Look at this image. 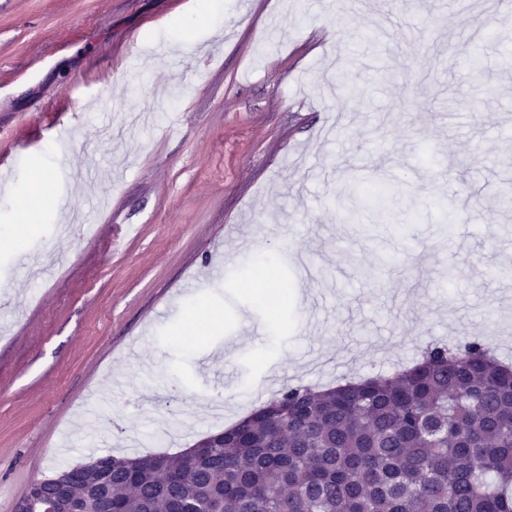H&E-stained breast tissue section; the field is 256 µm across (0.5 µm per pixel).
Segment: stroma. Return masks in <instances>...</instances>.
I'll list each match as a JSON object with an SVG mask.
<instances>
[{"instance_id":"obj_1","label":"stroma","mask_w":512,"mask_h":512,"mask_svg":"<svg viewBox=\"0 0 512 512\" xmlns=\"http://www.w3.org/2000/svg\"><path fill=\"white\" fill-rule=\"evenodd\" d=\"M193 2L0 0V149L27 145L0 169V512L433 343L512 362V11L224 0L202 26ZM379 185L394 223H347ZM264 267L299 300H258Z\"/></svg>"}]
</instances>
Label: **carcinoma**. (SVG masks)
Instances as JSON below:
<instances>
[{
  "label": "carcinoma",
  "instance_id": "obj_1",
  "mask_svg": "<svg viewBox=\"0 0 512 512\" xmlns=\"http://www.w3.org/2000/svg\"><path fill=\"white\" fill-rule=\"evenodd\" d=\"M199 457L107 455L106 482L70 467L68 496L31 483L40 510L512 512V366L475 337L327 389L286 387Z\"/></svg>",
  "mask_w": 512,
  "mask_h": 512
}]
</instances>
